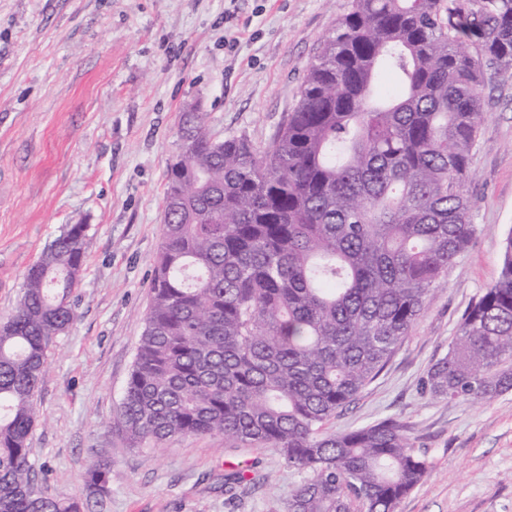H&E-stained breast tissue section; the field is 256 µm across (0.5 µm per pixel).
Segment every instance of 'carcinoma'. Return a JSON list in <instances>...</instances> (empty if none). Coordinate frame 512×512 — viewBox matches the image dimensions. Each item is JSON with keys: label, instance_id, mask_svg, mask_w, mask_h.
Segmentation results:
<instances>
[{"label": "carcinoma", "instance_id": "obj_1", "mask_svg": "<svg viewBox=\"0 0 512 512\" xmlns=\"http://www.w3.org/2000/svg\"><path fill=\"white\" fill-rule=\"evenodd\" d=\"M509 70L512 0H352L268 146L218 138L206 113L183 111L150 306L111 422L128 447L222 435L308 474L282 512H395L429 474L407 427L327 424L470 243L484 89ZM86 231L52 242L0 320V512H81L38 487L30 436L49 349L76 318ZM427 388L447 402L512 391V235ZM87 482L105 495L109 473L94 464ZM247 482L224 474L229 493Z\"/></svg>", "mask_w": 512, "mask_h": 512}]
</instances>
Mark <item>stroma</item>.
Instances as JSON below:
<instances>
[{"mask_svg":"<svg viewBox=\"0 0 512 512\" xmlns=\"http://www.w3.org/2000/svg\"><path fill=\"white\" fill-rule=\"evenodd\" d=\"M350 0H0V318L69 225L87 227L77 319L49 355L31 436L44 487L84 512H283L305 475L270 448L217 435L129 449L117 413L150 304L167 166L183 110L218 137L266 146ZM469 193L475 233L399 350L329 430L395 417L429 477L396 512H512V392L447 403L424 388L512 233V72L485 90ZM107 462L110 493L85 473ZM252 484L235 498L224 472Z\"/></svg>","mask_w":512,"mask_h":512,"instance_id":"obj_1","label":"stroma"}]
</instances>
